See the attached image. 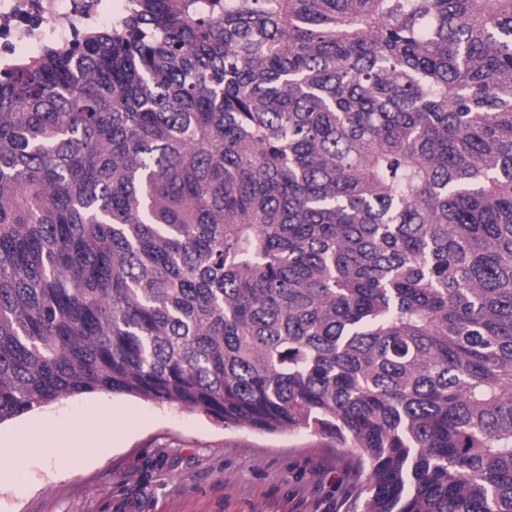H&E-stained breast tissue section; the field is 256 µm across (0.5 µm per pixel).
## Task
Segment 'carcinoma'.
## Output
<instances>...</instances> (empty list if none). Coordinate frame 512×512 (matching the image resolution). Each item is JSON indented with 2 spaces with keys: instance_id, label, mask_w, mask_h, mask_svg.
<instances>
[{
  "instance_id": "cac0c4a2",
  "label": "carcinoma",
  "mask_w": 512,
  "mask_h": 512,
  "mask_svg": "<svg viewBox=\"0 0 512 512\" xmlns=\"http://www.w3.org/2000/svg\"><path fill=\"white\" fill-rule=\"evenodd\" d=\"M92 393L512 512V0H136L0 70V424Z\"/></svg>"
}]
</instances>
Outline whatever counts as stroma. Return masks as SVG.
Masks as SVG:
<instances>
[{
    "label": "stroma",
    "instance_id": "35a3bbf8",
    "mask_svg": "<svg viewBox=\"0 0 512 512\" xmlns=\"http://www.w3.org/2000/svg\"><path fill=\"white\" fill-rule=\"evenodd\" d=\"M112 415L109 449L90 407ZM37 421L44 441L24 431ZM24 447L25 477L0 483V512H346L349 457L305 431L227 428L212 417L129 395H76L0 424ZM66 447L57 456V447Z\"/></svg>",
    "mask_w": 512,
    "mask_h": 512
}]
</instances>
